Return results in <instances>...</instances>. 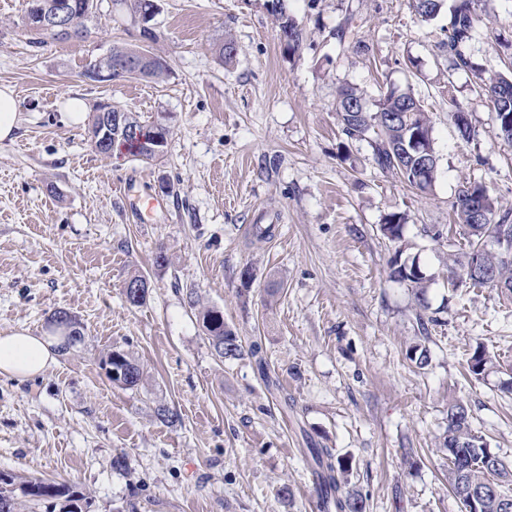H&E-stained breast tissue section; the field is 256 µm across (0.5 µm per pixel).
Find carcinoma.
<instances>
[{
	"mask_svg": "<svg viewBox=\"0 0 512 512\" xmlns=\"http://www.w3.org/2000/svg\"><path fill=\"white\" fill-rule=\"evenodd\" d=\"M78 7L71 17V26L78 38L85 39L91 34L88 23L96 17L97 11L87 7V0H77ZM444 0H413L416 14L423 21L433 20L441 11ZM478 0H456L448 23V41L439 46V51L448 55L453 70H471L472 62L460 50V46L471 40L479 22L475 4ZM271 14L278 23L280 38L286 49L298 52L304 42L305 33L288 13L285 0H273ZM120 5L132 18L145 15L150 7L149 0H120ZM109 57L112 59V79L120 80L131 76L128 63L135 60L140 65L137 76L159 80L166 72L162 58L146 49L127 46H112ZM480 92L488 101L490 111L495 114V122L502 139L512 144V76L494 74L481 78ZM336 112L340 115L342 132L346 138L365 141L371 147L373 165L383 173L397 177L407 176V183L422 195L432 192L437 173H430L420 180L412 179L418 168L420 157L414 152H406V147L414 133H419L427 147H435L433 126L422 102L410 90L402 91L394 86L379 95L373 102L366 101L358 88L345 85L338 91ZM132 120L144 130V136L152 141L162 139L161 150L154 151L142 142L117 138L116 144L123 145L127 154L134 160L152 163L162 159L170 138V127L153 121L140 120L132 113ZM462 186L472 190L485 212L484 222L475 220L474 214L465 210L461 200L454 204L457 223L464 230L468 250L448 255V274L457 277L465 267L467 256L473 252L483 238L498 232L512 234V209L496 208L487 187L477 181H465ZM404 217L393 213L380 225L383 236H391L395 242L402 238ZM403 252L396 250L388 262V277L394 282L405 285L413 292L417 303L416 320L419 332L428 334V322L425 317L429 309L426 292L431 277L411 274L406 264L415 260L402 259ZM485 268L496 272L498 279L512 282V256L505 257L498 252L489 251L483 255ZM67 315L59 310L51 316L50 323L68 335V347H73L82 339L80 323L76 319H63ZM199 320L209 346L215 354L224 360L239 359L249 355L255 359L258 370L267 389L277 388L275 381L267 372L263 358L262 343L253 340L243 344L240 337L224 325V315L214 308L199 311ZM409 359L420 369L430 363L426 346L418 343L410 347ZM111 367L112 382L129 390H136L143 382L144 371L141 365L126 353L112 351L107 356ZM493 362L486 351L476 348L469 358V372L476 377L483 375ZM308 452L314 462L315 483L319 492L322 512H366V499L360 491L348 488L347 475L351 469L348 460L336 455L328 448H310ZM448 466V485L462 505L463 512H498L495 499H512V465L498 454L492 452L487 441L477 435L471 424V415L467 406L459 401L448 403V426L443 433L442 447ZM493 485L496 497L490 498L484 506H473L469 489L472 486ZM27 501L31 507L41 505L46 512H83L80 502L85 500L82 493L72 487L41 478L21 477L0 472V503L7 502L9 509L0 512H19L21 501Z\"/></svg>",
	"mask_w": 512,
	"mask_h": 512,
	"instance_id": "1",
	"label": "carcinoma"
}]
</instances>
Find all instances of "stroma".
<instances>
[{
	"label": "stroma",
	"instance_id": "stroma-1",
	"mask_svg": "<svg viewBox=\"0 0 512 512\" xmlns=\"http://www.w3.org/2000/svg\"><path fill=\"white\" fill-rule=\"evenodd\" d=\"M154 2L157 41L116 6L87 39L36 46L26 0H0V85L13 87L18 112L14 141L0 143V333L51 332L63 309L84 334L41 376L0 375V471L73 485L85 512H320L305 451L330 448L350 460L366 512H461L437 451L449 402L466 404L473 429L512 460V295L447 281L464 244L460 182H482L512 209V145L476 76L512 60V0H479L473 73L437 54L454 0L427 23L412 0H286L307 35L294 54L267 0ZM227 35L239 48L228 64L216 52ZM116 44L162 57L163 80L88 81V61ZM344 84L370 100L394 85L424 101L440 157L429 195L346 139ZM452 96L468 107L470 141L450 120ZM74 97L90 113L109 102L165 118L166 156L98 153L87 124L65 117ZM149 198L159 203L150 214L140 209ZM393 212L406 217L398 245L379 230ZM256 224L273 225L272 237L257 238ZM399 247L432 277L425 335L411 291L387 276ZM134 274L149 282L138 308L123 294ZM190 289L242 341L261 340L278 393L251 357L215 356ZM419 342L431 356L422 369L407 357ZM480 345L494 366L476 379L467 359ZM111 351L143 365L138 389L109 379ZM161 403L180 424L155 418Z\"/></svg>",
	"mask_w": 512,
	"mask_h": 512
}]
</instances>
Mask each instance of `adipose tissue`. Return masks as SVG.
Returning <instances> with one entry per match:
<instances>
[{
  "mask_svg": "<svg viewBox=\"0 0 512 512\" xmlns=\"http://www.w3.org/2000/svg\"><path fill=\"white\" fill-rule=\"evenodd\" d=\"M63 336H35L26 329L0 334V374L26 380L42 375L64 354Z\"/></svg>",
  "mask_w": 512,
  "mask_h": 512,
  "instance_id": "obj_1",
  "label": "adipose tissue"
}]
</instances>
